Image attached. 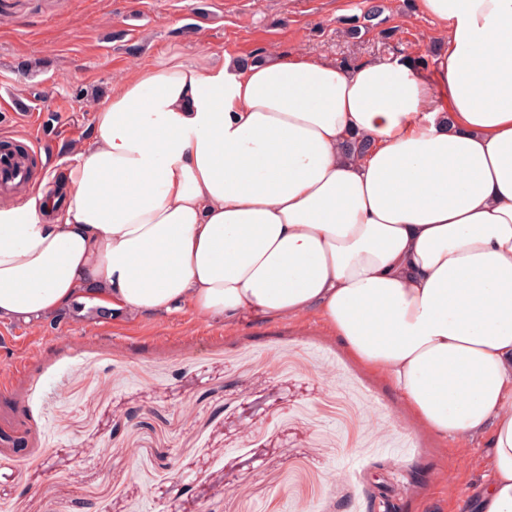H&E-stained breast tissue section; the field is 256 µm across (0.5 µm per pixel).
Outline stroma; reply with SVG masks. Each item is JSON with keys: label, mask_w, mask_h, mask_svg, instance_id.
Returning a JSON list of instances; mask_svg holds the SVG:
<instances>
[{"label": "stroma", "mask_w": 512, "mask_h": 512, "mask_svg": "<svg viewBox=\"0 0 512 512\" xmlns=\"http://www.w3.org/2000/svg\"><path fill=\"white\" fill-rule=\"evenodd\" d=\"M382 3L356 39L367 0H0V141L33 177L62 169L92 124L80 91L136 68L434 60L412 0ZM485 452L424 428L314 315L0 322V512H466Z\"/></svg>", "instance_id": "obj_1"}]
</instances>
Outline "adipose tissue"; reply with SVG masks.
Masks as SVG:
<instances>
[{"mask_svg":"<svg viewBox=\"0 0 512 512\" xmlns=\"http://www.w3.org/2000/svg\"><path fill=\"white\" fill-rule=\"evenodd\" d=\"M414 7L428 80L303 49L117 78L63 171L0 202V320L89 292L228 328L319 311L429 431L488 440L472 506L512 512V0Z\"/></svg>","mask_w":512,"mask_h":512,"instance_id":"obj_1","label":"adipose tissue"}]
</instances>
